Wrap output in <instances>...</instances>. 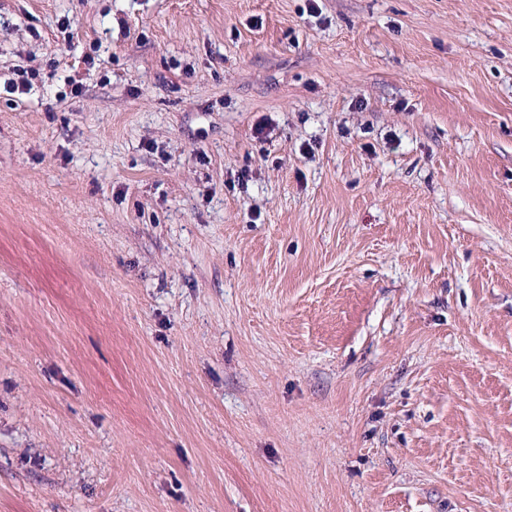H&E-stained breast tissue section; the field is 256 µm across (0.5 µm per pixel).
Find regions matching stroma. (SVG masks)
Here are the masks:
<instances>
[{"mask_svg": "<svg viewBox=\"0 0 512 512\" xmlns=\"http://www.w3.org/2000/svg\"><path fill=\"white\" fill-rule=\"evenodd\" d=\"M0 512H512V0H0Z\"/></svg>", "mask_w": 512, "mask_h": 512, "instance_id": "35a3bbf8", "label": "stroma"}]
</instances>
